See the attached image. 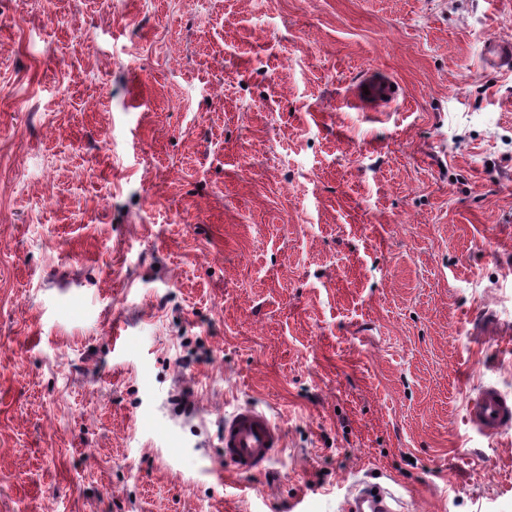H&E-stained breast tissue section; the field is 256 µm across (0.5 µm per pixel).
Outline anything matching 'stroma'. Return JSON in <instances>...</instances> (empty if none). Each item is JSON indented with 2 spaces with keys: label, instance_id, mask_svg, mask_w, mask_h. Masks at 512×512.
<instances>
[{
  "label": "stroma",
  "instance_id": "1",
  "mask_svg": "<svg viewBox=\"0 0 512 512\" xmlns=\"http://www.w3.org/2000/svg\"><path fill=\"white\" fill-rule=\"evenodd\" d=\"M508 37L512 0H0V512H512L465 418L512 396ZM485 65L502 69H509L512 64V42L509 39L492 44L484 56ZM391 86H396L395 90ZM363 87H368L369 95L363 93ZM386 96V99L382 98ZM401 95V88L397 82L393 80H366L357 90L359 100L369 106L374 107H390L395 103ZM281 443V429L256 407L241 408L224 420V465L238 475L260 474ZM397 502V498L386 488L358 489L343 512H403L394 506Z\"/></svg>",
  "mask_w": 512,
  "mask_h": 512
}]
</instances>
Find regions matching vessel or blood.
<instances>
[{
	"instance_id": "vessel-or-blood-1",
	"label": "vessel or blood",
	"mask_w": 512,
	"mask_h": 512,
	"mask_svg": "<svg viewBox=\"0 0 512 512\" xmlns=\"http://www.w3.org/2000/svg\"><path fill=\"white\" fill-rule=\"evenodd\" d=\"M484 63L496 69L512 66V41L505 39L492 44ZM367 87V94L361 95L360 100L369 106H391L401 95L391 81L384 79L368 81ZM466 412L469 423L485 435L495 436L512 429V398L494 386H483L469 398ZM281 443V429L258 408H241L224 422V464L236 474L261 473ZM396 502L388 489H361L349 500L344 512H399Z\"/></svg>"
}]
</instances>
